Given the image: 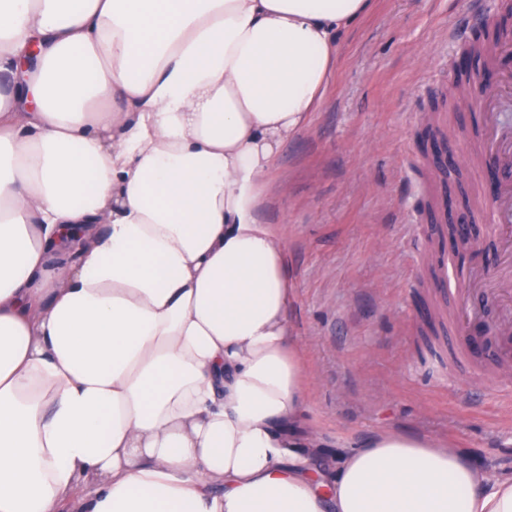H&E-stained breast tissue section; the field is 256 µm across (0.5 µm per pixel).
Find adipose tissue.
Instances as JSON below:
<instances>
[{
	"label": "adipose tissue",
	"instance_id": "ef3b65f1",
	"mask_svg": "<svg viewBox=\"0 0 512 512\" xmlns=\"http://www.w3.org/2000/svg\"><path fill=\"white\" fill-rule=\"evenodd\" d=\"M369 7L0 0V512H512L462 449L380 431L317 480L292 430L258 190Z\"/></svg>",
	"mask_w": 512,
	"mask_h": 512
}]
</instances>
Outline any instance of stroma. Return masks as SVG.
I'll list each match as a JSON object with an SVG mask.
<instances>
[{"instance_id": "35a3bbf8", "label": "stroma", "mask_w": 512, "mask_h": 512, "mask_svg": "<svg viewBox=\"0 0 512 512\" xmlns=\"http://www.w3.org/2000/svg\"><path fill=\"white\" fill-rule=\"evenodd\" d=\"M476 11L512 33L499 0H372L339 34L323 98L280 145L260 189L259 223L285 238L288 321L311 379L300 431L318 438L311 463L327 476L344 450L382 430L446 441L512 474V377L443 370L412 316L416 299L435 291L440 257L452 288L471 272L502 276L480 220L488 202L476 192L478 162L449 178L447 221L421 212L440 183L419 145L432 111L450 135L447 156L483 131L448 95L459 50L451 28ZM468 217L478 245L453 254L448 224Z\"/></svg>"}]
</instances>
